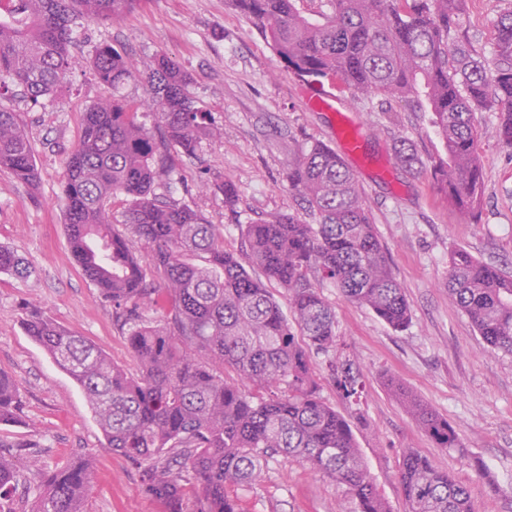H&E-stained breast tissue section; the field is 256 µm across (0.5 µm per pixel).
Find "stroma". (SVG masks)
<instances>
[{"instance_id":"35a3bbf8","label":"stroma","mask_w":512,"mask_h":512,"mask_svg":"<svg viewBox=\"0 0 512 512\" xmlns=\"http://www.w3.org/2000/svg\"><path fill=\"white\" fill-rule=\"evenodd\" d=\"M496 16L494 0H469L470 36L486 54ZM103 45L133 60L139 75L117 95L138 105V119L148 129H155L156 116L143 105V71L164 54L191 75L190 94L220 134L202 140L195 157L173 155L171 175L157 177L153 192L218 225L226 249H239L247 224L271 215L314 223L287 176L303 153L317 144L334 146L335 138L329 113L307 105L310 81L285 70L257 27L225 0H143L121 24L85 22L73 50L76 63L58 92L38 104L19 95L0 99L16 112L36 168L31 185L0 171V244L32 270L25 280L0 273V371L13 378L22 397L18 422L0 424V441L16 445L21 468L35 459L52 471L76 457L90 458L86 512H160L139 466L106 448L84 393L23 328L30 311H40L128 372L137 370L111 301L76 264L64 227L66 160L81 138L84 112L107 93L89 63ZM335 93L369 142L354 174L411 320L393 329L333 284L318 282L336 314L338 352L354 361L365 383L360 405L350 404L319 355L320 396L349 422L391 512H405L399 467L406 452L427 457L467 486L473 512H512V354L485 348L446 288L448 256L456 248L512 274V149L494 136L495 114L479 113L485 200L477 220L466 221L433 188L429 168L444 148L428 113L340 86ZM402 137L414 143L421 172L401 166ZM227 178L239 189L231 208L216 188ZM392 378L458 429L460 447H439L414 424L388 390ZM479 462L493 473L496 490L479 477ZM241 496L246 512H347L350 506L344 485L283 456L269 460Z\"/></svg>"}]
</instances>
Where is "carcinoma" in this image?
Here are the masks:
<instances>
[{"mask_svg": "<svg viewBox=\"0 0 512 512\" xmlns=\"http://www.w3.org/2000/svg\"><path fill=\"white\" fill-rule=\"evenodd\" d=\"M139 2L0 0V99L15 88L35 103L52 96L73 68L77 21L119 24ZM229 2L295 76L335 80L430 113L445 150L432 164L434 187L448 208L477 217L484 202L477 114L497 113L499 141L512 148V6L498 11L488 61L465 27L468 0H328L320 21L303 13L300 0ZM90 64L111 94L84 113L69 155L65 228L84 275L112 301L138 372L38 311L26 319L27 335L82 390L106 447L143 466L145 489L164 512H246L231 490L251 484L280 455L345 485L352 512H390L348 421L320 398L313 358H328L342 396L360 400V373L336 357L335 312L313 277L393 328L411 318L354 174L334 149L313 146L289 171L288 187L317 223L272 215L247 225L245 252L228 251L217 225L152 193L156 177L170 171L171 153L193 156L218 132L189 95L191 76L160 55L147 76L148 98L132 105L114 95L136 74L127 57L105 45ZM142 107L155 112L160 138L138 122ZM398 158L410 170L421 165L408 143ZM2 170L28 184L36 178L31 143L16 113L0 105ZM117 195L130 201L127 234L108 208ZM140 244L154 253L149 266L135 254ZM247 262L286 290L290 316ZM0 272L23 279L30 270L0 245ZM448 294L488 347L512 353V275L457 249ZM161 302L164 321L143 317L142 306ZM228 367L241 383L224 378ZM388 386L440 447H461L447 418L399 382ZM19 408L13 379L0 371V423ZM29 470L36 486L30 512H85L89 458L56 471L33 461ZM24 481L0 453V512H15L13 493ZM399 483L407 512H473L468 489L421 455H403Z\"/></svg>", "mask_w": 512, "mask_h": 512, "instance_id": "1", "label": "carcinoma"}]
</instances>
